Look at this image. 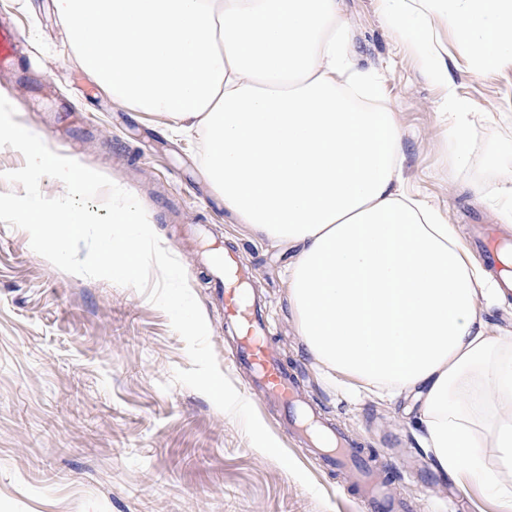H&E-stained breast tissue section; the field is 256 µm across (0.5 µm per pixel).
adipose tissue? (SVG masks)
<instances>
[{
  "label": "adipose tissue",
  "instance_id": "1",
  "mask_svg": "<svg viewBox=\"0 0 512 512\" xmlns=\"http://www.w3.org/2000/svg\"><path fill=\"white\" fill-rule=\"evenodd\" d=\"M87 75L124 106L203 133L225 210L298 248L288 303L346 385L421 401L411 434L441 478L512 512V332H490L491 273L400 189L402 141L337 25L340 0H52ZM482 68H512V0H448ZM492 449L485 460L484 449Z\"/></svg>",
  "mask_w": 512,
  "mask_h": 512
}]
</instances>
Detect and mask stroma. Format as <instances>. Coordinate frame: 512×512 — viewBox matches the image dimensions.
<instances>
[{
  "instance_id": "obj_1",
  "label": "stroma",
  "mask_w": 512,
  "mask_h": 512,
  "mask_svg": "<svg viewBox=\"0 0 512 512\" xmlns=\"http://www.w3.org/2000/svg\"><path fill=\"white\" fill-rule=\"evenodd\" d=\"M424 12L431 57L391 29L383 0H341L346 50L382 80L374 107L397 114L402 187L471 244L477 223L512 241L494 190L512 170V69L482 70L449 27L444 0H406ZM19 33L0 62V96L48 147L99 171L143 205L163 247L183 265L221 371L278 443L325 493L319 502L249 442L240 422L204 394L173 382L190 368L183 339L141 292L63 272L32 251L26 231L0 222V512H366L349 475L303 451L279 407L236 369L193 224L211 246L233 248L268 305L266 338L296 373L300 393L336 427L377 454L396 494L415 512H499L478 486L442 482L410 431L409 399L349 397L306 352L287 302L295 251L254 235L217 200L197 135H174L157 115L113 101L72 52L51 0H0V23ZM471 126L466 166L455 160L448 95ZM479 181L487 196L468 186Z\"/></svg>"
}]
</instances>
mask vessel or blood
<instances>
[{
    "instance_id": "vessel-or-blood-1",
    "label": "vessel or blood",
    "mask_w": 512,
    "mask_h": 512,
    "mask_svg": "<svg viewBox=\"0 0 512 512\" xmlns=\"http://www.w3.org/2000/svg\"><path fill=\"white\" fill-rule=\"evenodd\" d=\"M208 274L222 290L226 324L237 327L241 335L234 361L252 372L264 398L287 410L291 425L307 433L310 449L329 467L357 464L355 484L370 512H411L410 504L397 498L389 483L378 475L376 465L361 464L360 451L352 440L316 416H305L296 392V377L268 346L266 319L260 305L251 298L231 254L209 250Z\"/></svg>"
}]
</instances>
